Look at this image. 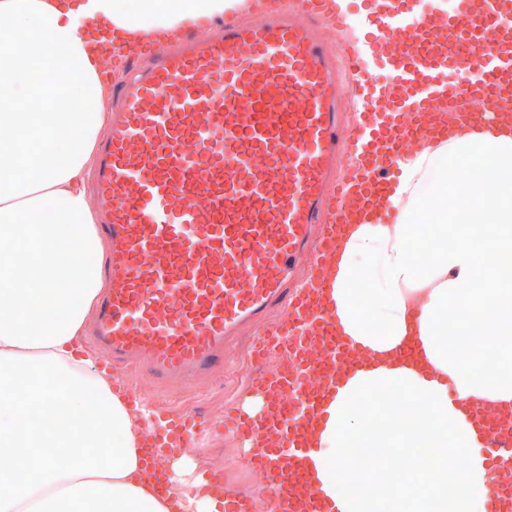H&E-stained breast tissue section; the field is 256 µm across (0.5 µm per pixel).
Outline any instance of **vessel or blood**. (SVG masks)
Masks as SVG:
<instances>
[{"label":"vessel or blood","instance_id":"b4317fda","mask_svg":"<svg viewBox=\"0 0 512 512\" xmlns=\"http://www.w3.org/2000/svg\"><path fill=\"white\" fill-rule=\"evenodd\" d=\"M298 4L274 11L257 0L255 23L228 20L156 48L113 85L94 171L110 286L89 334L110 369L134 361L177 387L223 369L226 342L266 322L256 357L291 351L295 365L252 378L265 408L236 411L228 430L266 476L273 512H331L308 479L307 430L360 353L337 336L318 288L289 287L290 274L307 257L320 268L330 261L339 230L378 205L409 142L444 134L449 118L469 120L465 102L491 88L499 100L482 117L500 122L512 101V27L498 26L495 52L484 51L483 29L512 15V0H466L422 21L418 0H373L371 44L340 54L320 27L341 21L333 0ZM376 46L394 75L385 89L366 79ZM475 62L482 81L449 80L450 67ZM350 90L366 109L345 138L340 101ZM300 371L319 372L325 390L298 393ZM207 428L172 410L148 437L169 456ZM205 482L223 487L224 512H254L221 474ZM488 502L512 512V486L495 485Z\"/></svg>","mask_w":512,"mask_h":512}]
</instances>
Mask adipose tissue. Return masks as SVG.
Masks as SVG:
<instances>
[{"mask_svg":"<svg viewBox=\"0 0 512 512\" xmlns=\"http://www.w3.org/2000/svg\"><path fill=\"white\" fill-rule=\"evenodd\" d=\"M247 5L0 0L10 21L0 29V512H171L174 498L219 512L216 498L194 496L187 457L166 468L168 496L156 494L142 457L151 413L130 410L80 342L103 286L82 183L107 121L83 23L158 46ZM35 97L45 111H18ZM71 101L77 111L65 110ZM324 299L365 359L323 403L309 467L317 493L338 512H485L496 477L476 410L512 406V125L452 122L414 147L380 212L346 226ZM475 313L486 321L479 355L465 327ZM381 396L389 413L361 412ZM354 447L387 457H366L343 493Z\"/></svg>","mask_w":512,"mask_h":512,"instance_id":"ef3b65f1","label":"adipose tissue"}]
</instances>
